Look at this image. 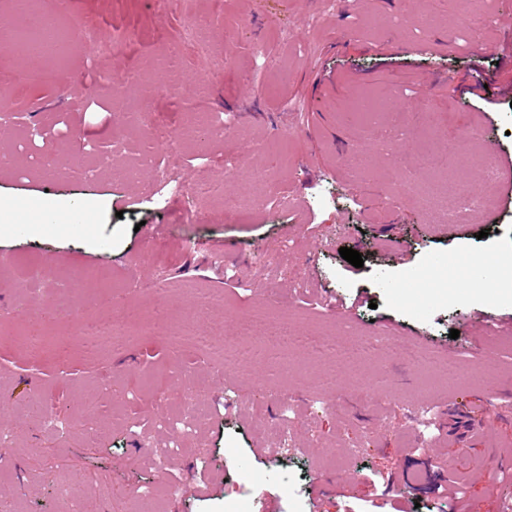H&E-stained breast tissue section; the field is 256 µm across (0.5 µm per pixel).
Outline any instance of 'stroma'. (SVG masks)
Segmentation results:
<instances>
[{
	"mask_svg": "<svg viewBox=\"0 0 512 512\" xmlns=\"http://www.w3.org/2000/svg\"><path fill=\"white\" fill-rule=\"evenodd\" d=\"M46 2L53 30L76 14L98 39L125 40L107 55L96 42L44 56L0 48V72H57L24 89L27 123L0 118V197L30 224L44 201L84 202L86 218L62 213L38 236L20 228L0 240V512H70L74 502L144 512L145 489L160 512H224L230 490L252 512H291L295 482L304 512H512V271L485 293L457 294L471 257L512 253V187H486L470 166L467 187L487 202L459 216L460 234L436 232L445 217L418 192L433 180L419 161L423 112L442 140L477 127L475 153L512 163V0H477L466 17L458 0H343L329 11L322 0ZM200 14L210 26L198 45L185 27ZM105 72L132 79L114 87ZM478 77L479 98L469 92ZM363 93L396 99L385 119L406 131L397 148L412 188L397 190L387 156L349 167L371 143L351 112ZM208 118L229 127L187 138L177 154L157 150L158 133ZM117 139L126 149L113 166L150 153L154 168L136 180L78 175L98 162L94 145ZM45 154L59 178L39 165ZM158 166L186 190L147 204ZM257 174L267 192H286V210L250 208ZM228 202L241 220L225 221ZM224 243L233 258L217 255ZM273 288L295 334L380 336L384 355L336 363L303 347L233 367L142 331L162 306L234 337ZM215 290L226 310L192 299ZM70 296L75 307L62 311ZM116 313L130 324L124 344L92 348L85 325ZM188 392L209 417L186 433L160 417L179 415ZM280 394L294 406L287 449L255 422H278ZM452 413L489 424L490 444L449 432ZM158 443L181 450L169 476L178 498L164 494Z\"/></svg>",
	"mask_w": 512,
	"mask_h": 512,
	"instance_id": "1",
	"label": "stroma"
}]
</instances>
